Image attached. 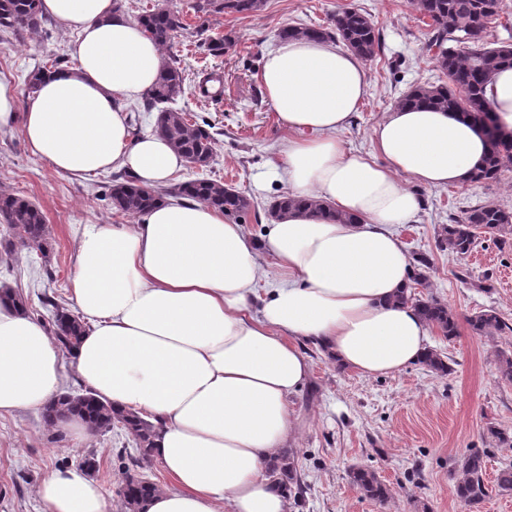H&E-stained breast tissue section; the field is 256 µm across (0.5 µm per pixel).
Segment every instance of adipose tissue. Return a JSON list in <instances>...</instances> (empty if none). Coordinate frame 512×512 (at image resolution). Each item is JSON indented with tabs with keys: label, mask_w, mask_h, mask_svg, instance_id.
Listing matches in <instances>:
<instances>
[{
	"label": "adipose tissue",
	"mask_w": 512,
	"mask_h": 512,
	"mask_svg": "<svg viewBox=\"0 0 512 512\" xmlns=\"http://www.w3.org/2000/svg\"><path fill=\"white\" fill-rule=\"evenodd\" d=\"M73 34L72 67L47 75L19 107L0 80V131L21 126L59 172L133 173L155 190L185 165L160 133L132 137L123 101L156 83L162 53L114 0H40ZM258 79L286 139L279 179L325 200L351 224L294 213L253 236L202 201L163 198L131 224L80 239L71 295L88 331L71 351L81 386L154 426V457L172 482L145 512H290L267 475L295 433L291 399L308 384L306 346L342 367L384 376L420 363L432 326L395 296L412 268L394 225L414 221L417 188L461 185L490 142L479 125L427 106L394 107L367 152L348 149L366 94L360 58L317 39L268 52ZM487 108L512 132V68H495ZM279 283L262 289L260 256ZM48 327L0 302V415L39 410L64 381ZM42 512H110L86 472L63 469L38 490Z\"/></svg>",
	"instance_id": "ef3b65f1"
}]
</instances>
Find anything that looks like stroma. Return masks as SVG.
Segmentation results:
<instances>
[{
    "mask_svg": "<svg viewBox=\"0 0 512 512\" xmlns=\"http://www.w3.org/2000/svg\"><path fill=\"white\" fill-rule=\"evenodd\" d=\"M190 0H125V12L164 7L182 16L187 26L165 56L175 58L186 78V92L176 109L215 133L208 167L186 168L173 181L204 177L235 186L252 203L245 223L260 234L268 223L267 208L286 187L274 166L282 132L258 80L264 54L278 45L285 26H323L336 11L353 7L371 15L379 32V54L366 63L368 90L359 112L342 137L349 148H371L373 127L411 86L444 82L436 62L424 51L430 29L412 0H265L253 15L200 17ZM232 36L223 56L202 47L203 37ZM72 40L50 19L23 37L0 35V79L14 87L19 105L29 95L25 82L36 67L60 60L73 66ZM122 172L89 177L57 173L32 154L20 128L0 132V191L26 197L42 209L53 255L49 264L15 244L11 256H0V286L23 293L35 315H48L51 303L71 307V275L78 242L94 224H128L132 218L114 209L109 189ZM424 206L414 223L397 233L408 258L427 256L428 285L419 297L448 304L459 320V332L431 337L433 349L450 367L440 375L418 364L401 372L368 377L344 369L325 353L308 348L311 377L291 400L296 419L295 442L301 492L292 512H465L454 493L455 460L470 449L487 456L486 481L491 490L479 512H512V494L494 490L499 468L512 463V447L487 435L489 427L512 433V383L499 374L501 354L512 355V333L475 335L468 319L493 308L512 324V231L479 235L465 256L440 250L444 224L470 207L493 202L512 212V166L489 184L418 188ZM481 289L466 287V280ZM94 455L92 473L112 512H123L116 491L128 466L138 459L134 437L122 427L78 442L46 423L40 412L21 411L0 417V512H41L39 484L52 471L80 467ZM376 471L392 489L387 505L365 498L347 477L351 466Z\"/></svg>",
    "mask_w": 512,
    "mask_h": 512,
    "instance_id": "obj_1",
    "label": "stroma"
}]
</instances>
